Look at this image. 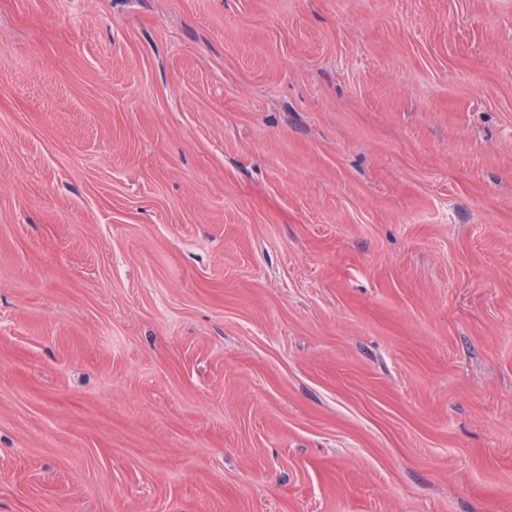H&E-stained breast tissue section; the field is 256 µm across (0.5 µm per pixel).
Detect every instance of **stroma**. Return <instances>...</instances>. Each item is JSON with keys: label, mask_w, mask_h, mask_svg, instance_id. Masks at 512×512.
Segmentation results:
<instances>
[{"label": "stroma", "mask_w": 512, "mask_h": 512, "mask_svg": "<svg viewBox=\"0 0 512 512\" xmlns=\"http://www.w3.org/2000/svg\"><path fill=\"white\" fill-rule=\"evenodd\" d=\"M0 512H512V0H0Z\"/></svg>", "instance_id": "1"}]
</instances>
